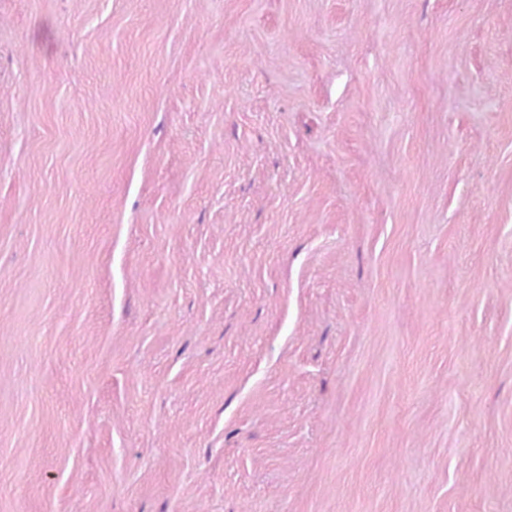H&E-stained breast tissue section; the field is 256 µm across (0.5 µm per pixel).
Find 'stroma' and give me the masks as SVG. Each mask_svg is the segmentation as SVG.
I'll return each mask as SVG.
<instances>
[{
  "mask_svg": "<svg viewBox=\"0 0 512 512\" xmlns=\"http://www.w3.org/2000/svg\"><path fill=\"white\" fill-rule=\"evenodd\" d=\"M0 512H512V0H0Z\"/></svg>",
  "mask_w": 512,
  "mask_h": 512,
  "instance_id": "stroma-1",
  "label": "stroma"
}]
</instances>
